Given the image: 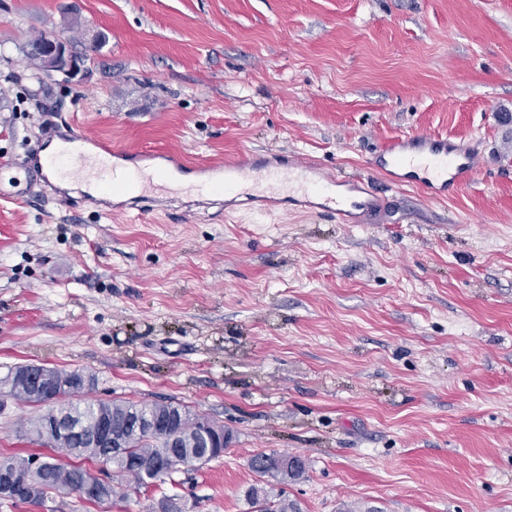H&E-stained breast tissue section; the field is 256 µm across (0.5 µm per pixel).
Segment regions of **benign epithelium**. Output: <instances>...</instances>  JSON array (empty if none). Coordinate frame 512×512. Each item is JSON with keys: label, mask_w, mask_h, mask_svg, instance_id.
<instances>
[{"label": "benign epithelium", "mask_w": 512, "mask_h": 512, "mask_svg": "<svg viewBox=\"0 0 512 512\" xmlns=\"http://www.w3.org/2000/svg\"><path fill=\"white\" fill-rule=\"evenodd\" d=\"M30 53L39 56L44 63V72L62 83H73L82 77L79 62L69 53L68 40L60 35L46 36L30 43ZM31 385L33 393L39 399V405L46 408L44 413V428L42 437L50 448H66L68 452L78 455L85 447V437L80 434L78 427L67 417L65 401L67 386L58 383V369L45 365H29L22 372ZM183 408L173 406L169 413L155 415L148 409L140 407L131 412L125 427L129 432L155 435L163 445L161 453L154 462V469L159 473L174 470L179 467L193 468L205 462L208 458L223 455L229 437L222 431H213L207 422H201L198 447L204 452L198 455H188L180 449V435L176 425L183 419ZM91 444L97 448L116 449L123 447L121 438L112 426V418L101 414L98 418L96 433ZM8 465L0 466V495L9 499H26L25 485L7 476ZM114 482L98 472L85 476L79 483L70 481L57 484L56 491L74 494L83 501H109L110 489Z\"/></svg>", "instance_id": "7a95c632"}]
</instances>
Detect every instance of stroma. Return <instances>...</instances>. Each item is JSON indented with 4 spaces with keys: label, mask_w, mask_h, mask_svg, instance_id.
Here are the masks:
<instances>
[{
    "label": "stroma",
    "mask_w": 512,
    "mask_h": 512,
    "mask_svg": "<svg viewBox=\"0 0 512 512\" xmlns=\"http://www.w3.org/2000/svg\"><path fill=\"white\" fill-rule=\"evenodd\" d=\"M104 32L86 78L33 68L29 38ZM512 0H0V178L68 122L189 164L295 150L381 203L339 224L277 196L226 210L158 189L116 212L81 186L0 194V379L42 363L87 396L173 401L233 433L223 456L95 506L251 512L249 460L308 461L302 512H512ZM446 134L480 157L447 201L373 166ZM67 205H60V198ZM36 406L0 403V458L39 454Z\"/></svg>",
    "instance_id": "obj_1"
}]
</instances>
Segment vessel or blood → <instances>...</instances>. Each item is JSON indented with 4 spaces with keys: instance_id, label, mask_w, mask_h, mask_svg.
<instances>
[{
    "instance_id": "obj_1",
    "label": "vessel or blood",
    "mask_w": 512,
    "mask_h": 512,
    "mask_svg": "<svg viewBox=\"0 0 512 512\" xmlns=\"http://www.w3.org/2000/svg\"><path fill=\"white\" fill-rule=\"evenodd\" d=\"M65 140L69 149L46 158L36 150L15 158V167L45 180L62 176L77 183L92 181L101 195L123 190L127 208L136 210L149 202L154 179L173 180L188 173L207 195L236 197L241 194V185L247 183L251 191L246 196L251 202L285 193L311 197L319 213L336 222L346 221L358 211L369 213L374 206L373 200H360L346 191L345 180L335 172L300 153L267 157L252 153L238 161L191 167L163 151L143 150L138 157L151 162V171L120 175L112 162L123 158V151L104 145L75 125L70 126ZM387 153L383 169L391 184L422 188L429 198L437 200L453 197L479 166L477 155L442 134L419 133L396 139Z\"/></svg>"
}]
</instances>
